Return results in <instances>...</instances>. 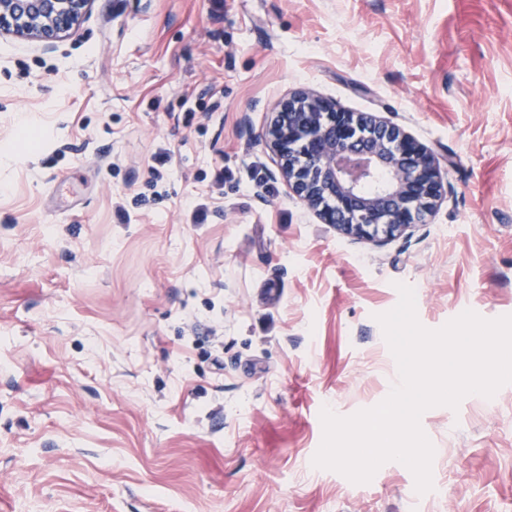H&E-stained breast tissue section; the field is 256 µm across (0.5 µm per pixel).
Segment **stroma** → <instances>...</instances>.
<instances>
[{"label": "stroma", "instance_id": "35a3bbf8", "mask_svg": "<svg viewBox=\"0 0 512 512\" xmlns=\"http://www.w3.org/2000/svg\"><path fill=\"white\" fill-rule=\"evenodd\" d=\"M307 88L446 170L341 235L259 137ZM512 315V0H94L0 32V512H512V384L434 407V488L313 466L398 379L376 314ZM94 0H0V31L39 41L45 47L74 29Z\"/></svg>", "mask_w": 512, "mask_h": 512}]
</instances>
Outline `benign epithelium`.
<instances>
[{
  "label": "benign epithelium",
  "mask_w": 512,
  "mask_h": 512,
  "mask_svg": "<svg viewBox=\"0 0 512 512\" xmlns=\"http://www.w3.org/2000/svg\"><path fill=\"white\" fill-rule=\"evenodd\" d=\"M93 2L0 0V31L52 47ZM263 136L289 188L346 237L401 236L443 195L439 163L398 125L342 111L310 91L282 100Z\"/></svg>",
  "instance_id": "7a95c632"
}]
</instances>
